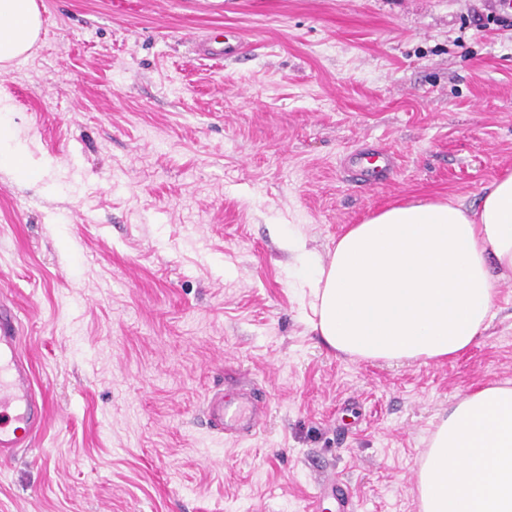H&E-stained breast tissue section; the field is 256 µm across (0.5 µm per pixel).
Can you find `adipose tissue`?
I'll list each match as a JSON object with an SVG mask.
<instances>
[{"instance_id": "adipose-tissue-1", "label": "adipose tissue", "mask_w": 512, "mask_h": 512, "mask_svg": "<svg viewBox=\"0 0 512 512\" xmlns=\"http://www.w3.org/2000/svg\"><path fill=\"white\" fill-rule=\"evenodd\" d=\"M42 27L36 0H0V67ZM308 268L311 327L330 349L366 361H441L467 351L512 272V174L477 207L417 200L353 224ZM419 512H512V386L492 382L444 410L417 472Z\"/></svg>"}]
</instances>
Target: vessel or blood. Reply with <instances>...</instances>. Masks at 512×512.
<instances>
[{
	"mask_svg": "<svg viewBox=\"0 0 512 512\" xmlns=\"http://www.w3.org/2000/svg\"><path fill=\"white\" fill-rule=\"evenodd\" d=\"M393 153L368 148L347 156L349 176L363 185L386 181L395 170ZM19 320L9 307L0 308V458L29 447L45 417L46 402L38 398L33 379L19 354ZM263 409L258 396L238 391L208 398L205 406L209 428L232 437L251 435L258 427Z\"/></svg>",
	"mask_w": 512,
	"mask_h": 512,
	"instance_id": "1",
	"label": "vessel or blood"
}]
</instances>
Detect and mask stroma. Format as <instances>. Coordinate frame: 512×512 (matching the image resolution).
Listing matches in <instances>:
<instances>
[{"label": "stroma", "instance_id": "35a3bbf8", "mask_svg": "<svg viewBox=\"0 0 512 512\" xmlns=\"http://www.w3.org/2000/svg\"><path fill=\"white\" fill-rule=\"evenodd\" d=\"M0 71V303L48 414L0 464V512H312L320 474L356 512H418L449 402L512 383V278L474 345L355 360L312 331L288 231L326 254L421 197L472 204L512 174V25L488 0H37ZM244 53L207 59L215 27ZM398 168L351 184L350 152ZM258 391L257 431L203 421ZM11 130L8 123L3 119L1 115L0 123V164H8L12 166L20 175L29 179H36L39 177V169L27 162L24 159L17 157L7 151H2V141L10 138Z\"/></svg>", "mask_w": 512, "mask_h": 512}]
</instances>
